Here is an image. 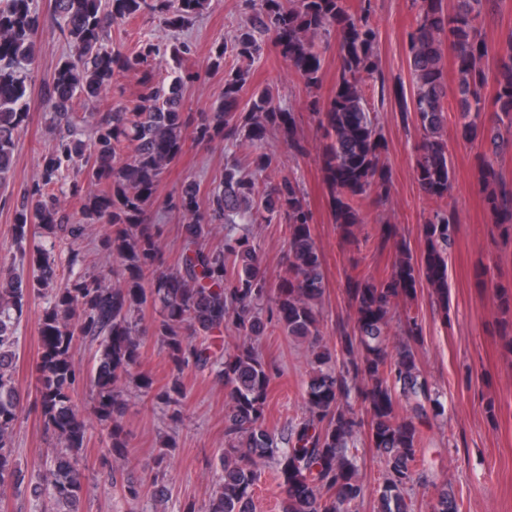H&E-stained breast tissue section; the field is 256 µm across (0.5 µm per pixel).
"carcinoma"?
Returning a JSON list of instances; mask_svg holds the SVG:
<instances>
[{
  "mask_svg": "<svg viewBox=\"0 0 512 512\" xmlns=\"http://www.w3.org/2000/svg\"><path fill=\"white\" fill-rule=\"evenodd\" d=\"M250 16L231 46H217L209 69L224 68L227 52L253 61L276 42L282 55L312 89L320 82L324 48L322 37L338 34L339 69L336 91L325 111L311 102L323 131V171L331 194L333 223L346 238L375 250L387 247L396 229L383 225L363 230L361 208L372 187L387 193L381 165L382 142L374 118L364 103L363 82L379 74L375 53L377 34L369 22L370 6L361 14L348 13L345 0H244ZM209 0H52L50 23L72 47L70 55L44 84L50 125L57 145L43 158L41 181L25 191L13 205V231L19 261H28L32 278L13 275L0 283V488L21 487L25 472L13 455L14 426L21 395L15 384L18 327L25 297L34 292L45 299L40 335L42 351L36 364V402L47 430L58 440L46 467L57 512H75L84 491L87 463L81 455L88 430L72 399L75 385L86 377L94 390V413L101 423L112 424L111 446L115 461H128L129 448L119 418L125 401L122 388L133 377L141 358L143 339L138 316L160 305L154 323L176 375L186 370L209 371L224 384V454L219 458L216 484L206 512H254V491L260 461L274 458L280 486L286 496L284 512H352L364 497L356 455L349 445L369 428L372 447L383 459L386 473L378 494L379 512H406L404 491L423 465L425 436L420 429L427 405L434 402L415 351L404 343L394 353L384 341L394 300L410 296L420 278L448 305L447 249L457 221L453 213L435 212L422 225L426 250L416 258L406 248L397 255L395 268L385 281L356 280L348 295L356 311L354 330L343 331L340 353L324 348L315 354L317 373L306 394L305 412L288 432V447L278 448L264 425V410L273 368L250 342L273 324L299 339L318 335V301L323 295L322 261L311 232V215L298 184L285 180L259 187L254 174L267 170L273 156L261 152L248 160L252 175L240 165L224 167L218 184L201 198L194 180L182 183L168 207L190 220L181 225L184 251L166 265L158 225L146 221V205L164 169L185 146L183 131L193 127V139L208 144L217 139L261 141L268 130L279 131L288 148L301 152L294 113L282 109L272 91L253 93L240 107L248 72L225 74L220 102L207 112L183 111L186 89L198 74L181 72L168 85L156 80L148 62L170 58L176 62L193 54L188 41H145L132 52L112 44V27L139 15L159 16L172 31L199 16ZM415 26L409 34L410 67L416 81L413 118L422 131L415 176L432 197L448 196L451 162L441 138L447 120L441 44L448 38L456 51L459 81L455 94L461 114V134L480 139L498 155L512 148L501 128L512 129V33L506 46L493 52L482 37L481 26L498 7V0H456L452 11L443 0H413ZM43 23L32 10V0H0V196L6 193L13 166L15 136L28 120V75L18 71L22 61L33 62L35 36ZM493 58L492 71L483 61ZM141 73L136 103H117L104 113L86 115L76 103H96L106 85L119 72ZM493 77L496 95L486 104L482 89ZM492 111L497 121L488 125L481 113ZM128 149L131 156L120 160ZM73 165L92 185L106 189L87 197L83 213L93 223L110 225L103 245L116 262L113 282L105 277L73 275L56 282L55 246L78 240L87 225L70 223L52 193L58 172ZM480 190L493 213L501 236L512 242V181L492 165L479 179ZM250 216L265 222L288 224L284 274L270 285L251 239L224 235V246L199 245L206 224H233ZM36 226L49 241L28 253L24 243ZM493 295L502 313L499 335L512 352V287L495 284ZM267 303V315L256 311ZM233 326L240 342L232 351L207 337ZM95 349L97 364L87 376L75 366L78 341ZM140 396L178 407L184 389L178 378L156 390L148 375L136 380ZM414 399L412 415L394 418L396 395Z\"/></svg>",
  "mask_w": 512,
  "mask_h": 512,
  "instance_id": "carcinoma-1",
  "label": "carcinoma"
}]
</instances>
